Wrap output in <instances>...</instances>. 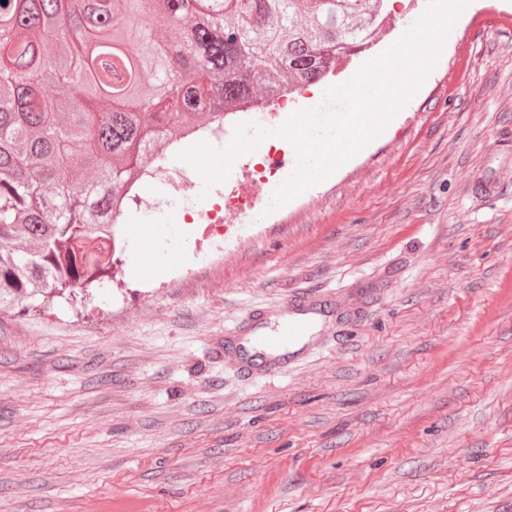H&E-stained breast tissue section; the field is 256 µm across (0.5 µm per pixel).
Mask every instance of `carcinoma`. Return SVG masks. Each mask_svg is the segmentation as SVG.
<instances>
[{"label": "carcinoma", "instance_id": "carcinoma-1", "mask_svg": "<svg viewBox=\"0 0 512 512\" xmlns=\"http://www.w3.org/2000/svg\"><path fill=\"white\" fill-rule=\"evenodd\" d=\"M389 7L0 3V308L111 281L123 192L146 166L169 163L160 141L237 101L324 78L371 41Z\"/></svg>", "mask_w": 512, "mask_h": 512}]
</instances>
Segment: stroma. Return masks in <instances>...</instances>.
<instances>
[{"instance_id": "obj_1", "label": "stroma", "mask_w": 512, "mask_h": 512, "mask_svg": "<svg viewBox=\"0 0 512 512\" xmlns=\"http://www.w3.org/2000/svg\"><path fill=\"white\" fill-rule=\"evenodd\" d=\"M471 2L288 223L146 183L124 287L0 311V512H512V0ZM298 300L286 374L245 369Z\"/></svg>"}]
</instances>
